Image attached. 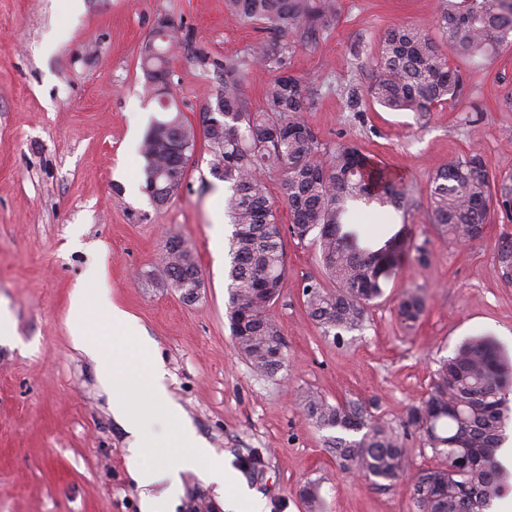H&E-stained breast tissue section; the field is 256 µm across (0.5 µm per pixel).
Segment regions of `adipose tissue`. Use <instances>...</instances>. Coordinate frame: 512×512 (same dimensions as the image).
Instances as JSON below:
<instances>
[{
	"mask_svg": "<svg viewBox=\"0 0 512 512\" xmlns=\"http://www.w3.org/2000/svg\"><path fill=\"white\" fill-rule=\"evenodd\" d=\"M69 328L74 346L95 362L99 380L112 397V415L128 435L127 468L142 490L140 512H160L162 502L175 500L182 492L186 472L215 485L217 492L225 495L229 512H267L265 499L225 467L223 457L197 434L175 403L164 363L133 315L112 302L106 291L78 287L70 297ZM142 395L158 403L175 422L169 460L162 467L148 463L153 437L131 408L133 399ZM158 484L164 491L157 497L151 489Z\"/></svg>",
	"mask_w": 512,
	"mask_h": 512,
	"instance_id": "obj_1",
	"label": "adipose tissue"
}]
</instances>
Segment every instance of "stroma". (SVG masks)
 Segmentation results:
<instances>
[{
  "label": "stroma",
  "mask_w": 512,
  "mask_h": 512,
  "mask_svg": "<svg viewBox=\"0 0 512 512\" xmlns=\"http://www.w3.org/2000/svg\"><path fill=\"white\" fill-rule=\"evenodd\" d=\"M434 0H338V14L315 39L296 42L290 72L324 80L304 119L318 139L354 141L403 175L413 190L407 216L425 262L401 258L362 330L334 338L309 318L302 296L322 278L318 250L285 236L288 274L272 308L287 344L283 370L257 376L236 351L225 304L227 253L213 248L214 200L224 183L210 172L200 133L216 111L224 77L212 62L251 60L273 34L239 20L224 0H0V304L14 338L0 339V512H139L140 490L126 464L128 437L113 419L95 363L74 348L71 293L86 272L156 343L174 400L197 432L266 499L269 512H307L299 491L320 487L321 512H413L409 482L383 489L342 472L301 397L363 402L399 424L426 397L437 359L468 336L487 335L512 357V284L497 274V245L512 218L491 215L485 237L462 245L442 238L428 216L430 180L449 159L478 150L492 184L512 178V47L450 64L468 79L462 101L427 116L366 104L352 112L339 92L368 81L370 64L395 24L431 28ZM183 43L171 62L170 108L148 97L139 66L157 20ZM180 117L199 136L186 179L164 205L130 196L146 160L129 151L132 125L149 130ZM203 273L195 302L170 288L162 258L171 237ZM419 290L426 309L414 328L397 316L400 294ZM165 512H225L194 473Z\"/></svg>",
  "instance_id": "35a3bbf8"
}]
</instances>
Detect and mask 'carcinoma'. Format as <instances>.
Masks as SVG:
<instances>
[{
	"label": "carcinoma",
	"mask_w": 512,
	"mask_h": 512,
	"mask_svg": "<svg viewBox=\"0 0 512 512\" xmlns=\"http://www.w3.org/2000/svg\"><path fill=\"white\" fill-rule=\"evenodd\" d=\"M224 7L243 21L305 40L317 34L324 18L337 10L335 0H224ZM433 27L428 31L406 25L389 28L373 61L367 84L357 79L341 86L350 111L367 102L391 111L424 114L451 99H463L464 82L450 66L449 53L464 51L482 57L512 34V0H437ZM156 26L158 43L146 45L140 69L146 87L159 92L170 72L174 36ZM288 44L262 45L257 63L274 68L263 91V104L248 106L244 89L247 69L232 60L213 62L224 72V112L204 117L203 134L211 153L210 171L224 181L228 193L224 212L234 231L229 243L227 315L233 343L253 370L275 376L284 363L269 358L282 333L271 309L278 301L287 262L277 208L267 187L271 172L279 175L281 193L292 215L289 231L303 241L312 238L330 285L312 281L303 287L310 318L325 335L359 330L370 304L384 295L396 273L399 257L414 254L426 260L429 241H414L404 224L381 247L377 234H363L355 223L361 206L392 207L407 214L413 205L410 186L387 166L363 153L355 143L340 139L328 149L303 118L318 97L319 85L304 75L280 69L278 55ZM195 134L178 117L154 124L143 142L146 189L165 200L185 179L188 152ZM431 223L459 241L484 237L488 216L500 209L512 212V187H492L478 152L454 158L431 179ZM182 240L170 238L164 257L166 278L187 282L202 278ZM498 275L512 284V236L498 244ZM425 311L415 290L404 291L397 315L413 327ZM512 391V361L502 357L487 336L464 339L453 356L440 361L428 396L410 406L403 425L413 429L423 447L445 461V467L420 472L412 480L415 512H487L504 490L505 469L496 452L509 421L507 395ZM302 405L320 428L361 434L358 439L336 436L331 448L342 471L359 473L375 485L390 489L406 477L410 448L398 429L376 418L356 400L331 404L308 392ZM300 496L308 512H319L321 498L314 483Z\"/></svg>",
	"instance_id": "1"
}]
</instances>
